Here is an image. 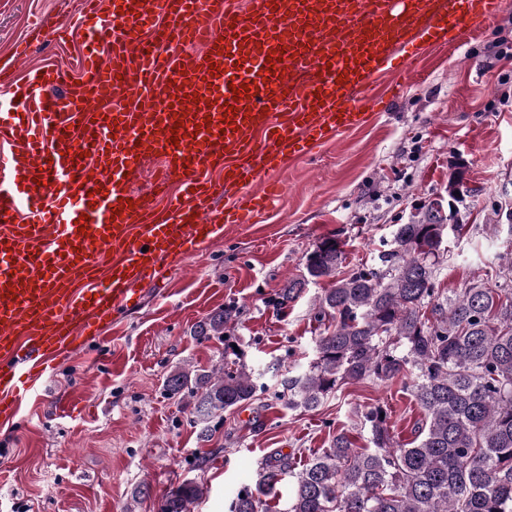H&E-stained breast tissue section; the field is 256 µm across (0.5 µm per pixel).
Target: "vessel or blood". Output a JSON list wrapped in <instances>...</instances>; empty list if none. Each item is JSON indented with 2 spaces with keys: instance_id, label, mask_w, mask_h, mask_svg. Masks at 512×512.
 Segmentation results:
<instances>
[{
  "instance_id": "1",
  "label": "vessel or blood",
  "mask_w": 512,
  "mask_h": 512,
  "mask_svg": "<svg viewBox=\"0 0 512 512\" xmlns=\"http://www.w3.org/2000/svg\"><path fill=\"white\" fill-rule=\"evenodd\" d=\"M85 0L79 78L62 61L21 84L0 73V417L37 375L131 304L168 255L193 257L255 223L288 162L362 127L374 80L392 98L423 46L480 33L512 0ZM148 37H141V30ZM206 50L182 68L171 45ZM247 95L234 97L236 87ZM148 106L125 107L127 94ZM209 131H198L203 119ZM179 143H171L173 132ZM164 166L132 190L145 150ZM179 183L176 203L157 195ZM131 199L132 207L121 206ZM223 210H216V199ZM108 277L92 280L99 257Z\"/></svg>"
}]
</instances>
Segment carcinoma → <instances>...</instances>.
<instances>
[{
    "label": "carcinoma",
    "mask_w": 512,
    "mask_h": 512,
    "mask_svg": "<svg viewBox=\"0 0 512 512\" xmlns=\"http://www.w3.org/2000/svg\"><path fill=\"white\" fill-rule=\"evenodd\" d=\"M435 198L406 224L370 269L345 276L338 241L327 238L306 255L307 276L289 279L276 297L283 309L309 281L331 279L318 297L315 319L329 325L315 343L308 369L280 380L278 396L290 409L314 410L352 381L411 384L423 412L413 440L391 433L388 409L360 412L371 447L340 432L295 470L293 458L273 451L255 489L236 494L228 512H271L283 482L292 479L284 512H512V249L489 266L490 287L478 281L449 296L438 288L445 221ZM233 310L198 323L194 336L224 338V365L211 372L179 368L164 381L172 398L192 401L191 424L203 441L212 418L266 390L260 375L225 336ZM203 485L183 482L160 512H192Z\"/></svg>",
    "instance_id": "obj_1"
}]
</instances>
